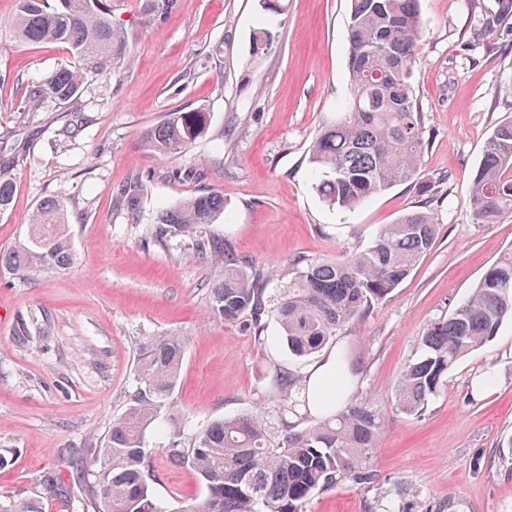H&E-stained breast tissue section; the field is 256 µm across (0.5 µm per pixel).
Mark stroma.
<instances>
[{
  "mask_svg": "<svg viewBox=\"0 0 512 512\" xmlns=\"http://www.w3.org/2000/svg\"><path fill=\"white\" fill-rule=\"evenodd\" d=\"M151 3L107 0L125 37L123 65L88 77L72 102L36 104L33 90L72 54L19 41L18 2L0 0V170L15 187L0 214V248L23 236L40 203L56 199L76 254L64 271L0 270V495L37 501L40 512H93L82 461L126 409L140 345L175 333L187 340L180 381L146 446L156 496L166 512H186L203 486L192 469L170 464L171 429L186 437L252 412L277 426L274 367L300 377L311 364L210 315L208 287L220 267L201 242H228L257 272L276 271L272 300L291 260L343 259L428 208L439 217L430 252L338 338L355 369L352 397L370 401L384 421L372 457L379 483H340L315 494L308 512H383L396 485L407 512H512V320L455 364L422 416L392 406L428 325L512 251V214L482 224L470 200L487 139L512 117V14H500L498 0H421L412 82L429 190L401 183L338 210L318 196L308 150L348 96L349 0H285L278 13L260 0H174L163 15ZM261 27L272 46L257 55L252 35ZM195 111L206 113L207 127L183 153L150 150L149 130ZM135 180L144 192L131 214L116 198ZM204 190L223 195V217L156 237L161 206ZM487 368L493 385L474 391ZM49 477L59 494L46 491Z\"/></svg>",
  "mask_w": 512,
  "mask_h": 512,
  "instance_id": "35a3bbf8",
  "label": "stroma"
}]
</instances>
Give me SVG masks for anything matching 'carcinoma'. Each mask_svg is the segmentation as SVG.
Here are the masks:
<instances>
[{
	"instance_id": "1",
	"label": "carcinoma",
	"mask_w": 512,
	"mask_h": 512,
	"mask_svg": "<svg viewBox=\"0 0 512 512\" xmlns=\"http://www.w3.org/2000/svg\"><path fill=\"white\" fill-rule=\"evenodd\" d=\"M13 28L25 43L66 44L75 59L47 76L35 98L46 93L70 102L88 74L114 69L124 59V36L112 28L103 0H19ZM421 29L419 0H351L349 97L336 121L317 134L309 156L315 189L327 206L352 209L398 183L419 179L427 141L412 75ZM206 125L203 112H174L147 133V141L158 153L179 154ZM141 192L140 184L129 186L119 205L135 211ZM12 200V178L0 171V214ZM471 204L482 223L512 212V119L499 123L484 146L471 179ZM223 213L224 197L206 191L162 209L156 233L163 238L211 224ZM438 230L433 210H415L342 261L295 259L272 307L267 306L268 276L253 271L230 245L203 243L224 267L209 287L208 309L227 324L253 330L261 342L267 340L264 317L270 314L288 355L312 356L398 288L431 250ZM74 261L67 211L54 199L39 204L22 240L0 249V268L15 273L66 270ZM508 317L512 255L494 263L470 296L421 336V355L405 367L397 385L396 410L421 416L448 370L490 341ZM185 351L186 339L176 334L140 346L130 403L112 419L103 447L85 461L93 476L88 501L97 512H165L153 492L156 475L145 434L170 404ZM273 381L284 395L278 431L255 413L215 420L185 445L177 443L180 432L172 434L165 449L170 463L190 467L203 484V497L188 512H307L319 491L344 481L363 487L378 483L371 459L383 420L374 407L347 395L321 421L299 429L293 419L305 397L296 392V377L278 368ZM0 512L39 510L30 500L0 498Z\"/></svg>"
}]
</instances>
